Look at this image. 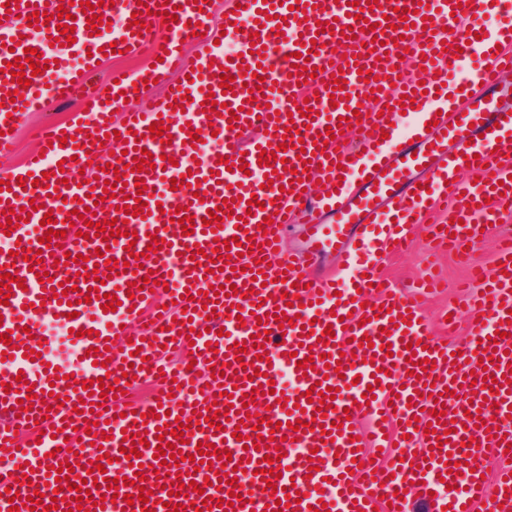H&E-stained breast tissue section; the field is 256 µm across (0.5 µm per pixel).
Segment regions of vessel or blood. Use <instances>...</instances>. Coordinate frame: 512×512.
Here are the masks:
<instances>
[{"mask_svg": "<svg viewBox=\"0 0 512 512\" xmlns=\"http://www.w3.org/2000/svg\"><path fill=\"white\" fill-rule=\"evenodd\" d=\"M96 15L118 14L124 25L118 34L107 25L92 29L82 5L70 0H0V155L10 154L17 134L12 116L15 106L43 108L47 101L80 98L83 113L69 124L44 131L40 151L5 174L11 190L0 192V223L6 211L36 203L28 222L0 240L18 241L17 255L0 252V267L23 285H11L8 305L0 304V334L12 341L0 343V457L8 467L0 472V512L18 505L20 512H45L54 496L56 467L68 463L86 474L84 455L77 446H101L110 454L106 480L91 487L82 508L95 512H145L144 502H128L137 486L112 492L106 481L120 474L150 476L155 512H185L209 505L211 512H410L413 499L434 500L452 512H512V476L497 478L494 492H486L483 475L489 452L512 447V430H506L512 411V234L499 238L491 266L474 262L468 288L461 299L470 314L469 336L463 355L451 354L436 340L423 321L421 300L425 286L401 292L386 285L375 269L341 281L321 273L323 257L332 256L336 268L348 270L360 254L397 251L406 244L409 225L429 233L434 250L473 259L484 240L488 223L512 222V108L499 105L497 89L512 74V31L478 22L489 0H378L364 9L362 19L351 15L348 0H239L228 10L227 39L238 46L229 56L215 44L211 0H90ZM74 17V43L50 45L61 24L59 5ZM408 10L400 20L399 10ZM50 14L42 26L43 40L29 38L28 16ZM177 12V20L162 22V14ZM137 24H130V17ZM330 21L334 30L322 33L319 22ZM200 29L196 57H186L184 44ZM116 45L124 58L149 51L155 66L136 75L116 70L104 88L91 91L92 68L102 60L103 48ZM35 47L43 65L32 77L21 104L11 102L15 90L8 62ZM479 57L481 66L458 74L462 58ZM293 71L280 92H273L272 76L280 60ZM319 69L317 76L306 65ZM228 69L231 90H223L218 74ZM70 72L67 82L54 81L59 70ZM377 76V85L361 81L360 71ZM167 79L165 95L150 108L112 117L114 107L147 81ZM345 85L336 93L328 87L334 79ZM214 94L215 112H204L207 94ZM374 102H366L367 94ZM415 102L402 103V96ZM313 108L300 115V106ZM360 112L363 119L355 146H348L338 127L339 118ZM163 121L170 142L151 136V123ZM266 130L264 139L242 145L247 130ZM331 131L321 143L318 135ZM119 132L111 165L125 169L115 187V204L98 207L103 182L81 181L78 171L94 161L107 133ZM202 138L208 150L203 163L191 165L187 141ZM287 151H280V142ZM304 153H297L296 144ZM152 154V166L141 173L128 171L127 163L141 151ZM274 153L270 165L260 164L261 151ZM173 165H165L164 157ZM247 171H240V164ZM282 171L284 187H266L270 169ZM325 182L326 193L313 198L310 176ZM25 186H17V178ZM46 186H38V178ZM143 179L137 192L135 179ZM186 185L172 190V179ZM140 195L146 212L126 216V197ZM231 203L226 228L202 223L209 210ZM455 202L453 223L439 224L440 206ZM194 215L191 235H183L175 222L176 208ZM68 220L65 237L56 246L41 247L47 236L44 215ZM271 225H263V218ZM123 221L124 234L81 238L86 222ZM300 224L311 241L308 262H301L282 247L285 224ZM136 233L129 242L128 233ZM160 249L149 260L138 253L151 240ZM109 243L114 276L103 286L89 279L99 258L96 249ZM229 245L227 258L210 272L208 257L216 244ZM41 254L40 263L27 260V251ZM73 254L65 262V254ZM47 281H38L41 273ZM266 281H258V274ZM167 282L170 305L153 324L129 334L127 327L140 320L154 299L153 292H129L134 277ZM70 281L74 291L66 301L53 296L54 284ZM235 284L230 295L209 294V286ZM98 298H90L91 287ZM208 294L197 300L198 291ZM116 296V311H104L105 295ZM299 298L288 306L287 296ZM42 317L56 318L74 330V352L68 378L56 375L48 355L57 347L51 335L29 337L26 329ZM334 336L324 339L325 328ZM120 345L107 349L109 338ZM191 345L193 367L169 366V350ZM37 359H30V352ZM311 359L314 368L303 371L297 360ZM430 370H423L422 359ZM338 371H331V364ZM135 377H128L129 367ZM117 378L123 394L104 396L98 408L87 402L82 381L103 376ZM295 382L284 390V377ZM495 378L493 388L480 385ZM336 390L327 412H320V394L311 393L317 381ZM155 384L158 405L146 420L127 412L124 394L138 384ZM373 400H365L366 391ZM262 398L268 409L263 417L248 415L246 396ZM217 406V427H210L208 406ZM192 420L183 435L190 447L213 444L230 452L238 469L235 484L219 483L221 460L197 465L153 468L159 427L175 420ZM300 422L292 430V422ZM279 423L272 431L271 423ZM397 423L398 449H411L406 460L391 457L381 476H373L368 445H386L388 423ZM432 434H425L424 425ZM29 428L28 439L17 440V427ZM256 437L260 446L245 448L243 437ZM295 439L297 448L273 463L276 491L266 489L262 472L264 455ZM54 448L46 456L45 448ZM141 448L140 468H132L128 449ZM316 472H309V465ZM183 483L180 496L169 495L171 482ZM41 493L37 507L25 501ZM237 493L230 508L219 500ZM302 493L301 502L279 509L278 500ZM56 505V504H53ZM57 512H68L66 504Z\"/></svg>", "mask_w": 512, "mask_h": 512, "instance_id": "b4317fda", "label": "vessel or blood"}]
</instances>
